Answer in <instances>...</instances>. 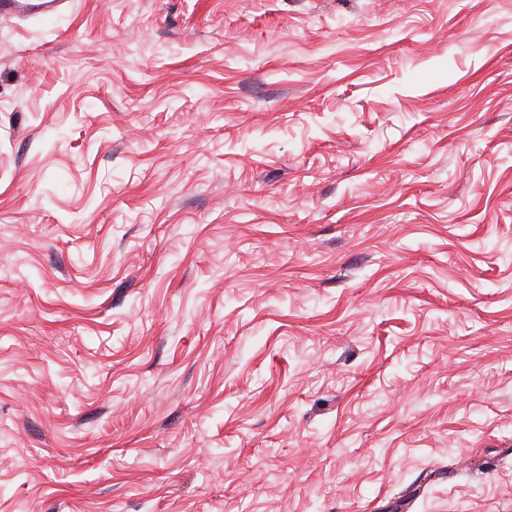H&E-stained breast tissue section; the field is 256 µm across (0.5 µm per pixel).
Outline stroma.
<instances>
[{
  "mask_svg": "<svg viewBox=\"0 0 512 512\" xmlns=\"http://www.w3.org/2000/svg\"><path fill=\"white\" fill-rule=\"evenodd\" d=\"M0 512H512V0L0 20Z\"/></svg>",
  "mask_w": 512,
  "mask_h": 512,
  "instance_id": "obj_1",
  "label": "stroma"
}]
</instances>
